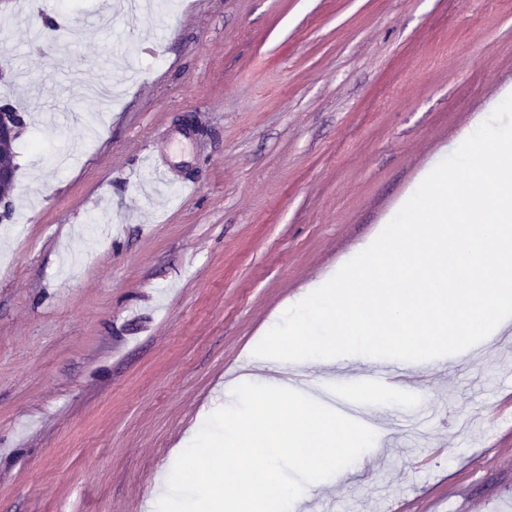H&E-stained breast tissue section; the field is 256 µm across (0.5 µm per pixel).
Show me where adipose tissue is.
I'll return each instance as SVG.
<instances>
[{"mask_svg":"<svg viewBox=\"0 0 512 512\" xmlns=\"http://www.w3.org/2000/svg\"><path fill=\"white\" fill-rule=\"evenodd\" d=\"M469 155L463 172L435 159L425 187L402 204L400 224L361 246L322 280L309 298L277 316L252 343L245 374L225 385L224 440L212 443V413L190 429L176 461L158 473L152 512H167L194 450L218 460L198 470L195 497L204 512H294L327 484L330 463L362 457L379 446L382 427H357L317 398H285L275 372L311 363L323 371L343 359L376 357L378 337L399 357L470 353L512 331V135L451 144ZM292 347L283 351L281 336ZM268 475L253 483L255 471Z\"/></svg>","mask_w":512,"mask_h":512,"instance_id":"adipose-tissue-1","label":"adipose tissue"}]
</instances>
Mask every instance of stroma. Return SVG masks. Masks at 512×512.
<instances>
[{
	"mask_svg": "<svg viewBox=\"0 0 512 512\" xmlns=\"http://www.w3.org/2000/svg\"><path fill=\"white\" fill-rule=\"evenodd\" d=\"M27 115L0 223V512H148L274 314L512 133V0H5ZM193 191H183L185 182ZM373 465L296 512H512V340L427 363Z\"/></svg>",
	"mask_w": 512,
	"mask_h": 512,
	"instance_id": "obj_1",
	"label": "stroma"
}]
</instances>
